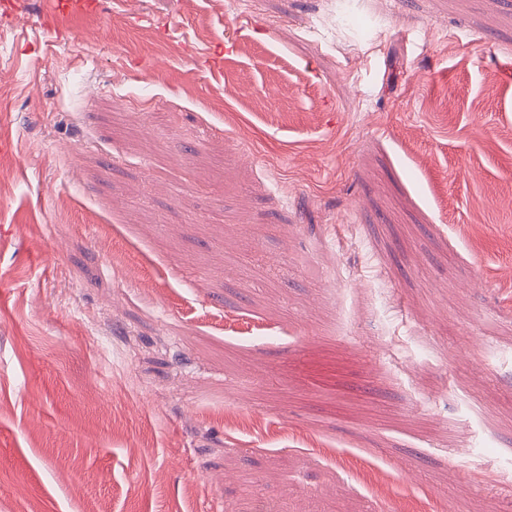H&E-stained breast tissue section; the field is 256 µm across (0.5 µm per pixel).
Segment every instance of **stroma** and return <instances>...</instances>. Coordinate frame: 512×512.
Masks as SVG:
<instances>
[{
    "mask_svg": "<svg viewBox=\"0 0 512 512\" xmlns=\"http://www.w3.org/2000/svg\"><path fill=\"white\" fill-rule=\"evenodd\" d=\"M16 2L0 512H512V0Z\"/></svg>",
    "mask_w": 512,
    "mask_h": 512,
    "instance_id": "35a3bbf8",
    "label": "stroma"
}]
</instances>
